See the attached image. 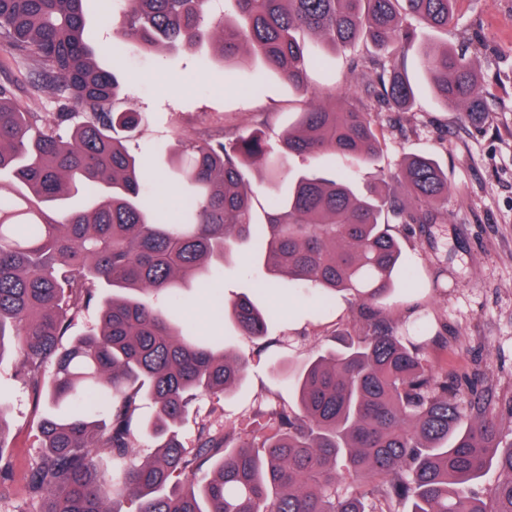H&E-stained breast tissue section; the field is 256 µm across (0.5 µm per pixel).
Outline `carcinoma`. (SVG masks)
I'll list each match as a JSON object with an SVG mask.
<instances>
[{
  "label": "carcinoma",
  "instance_id": "carcinoma-1",
  "mask_svg": "<svg viewBox=\"0 0 512 512\" xmlns=\"http://www.w3.org/2000/svg\"><path fill=\"white\" fill-rule=\"evenodd\" d=\"M87 0H0V49L11 54L49 117L0 82V363L5 341L21 355L15 376L35 402L65 405L43 416L39 456L25 491L38 512H512V440L474 391L423 363L435 323L399 333L380 308L400 284L424 287L402 262L391 225L424 230L448 201V177L427 154L403 158L410 198L377 188L358 193L351 173L318 166L325 154L375 165L386 140L373 111L412 107L416 86L403 66L415 49L446 107L476 126L489 107L476 70L448 45L416 43L411 20L446 30L456 0H233L236 20L204 26L209 0H124L116 37L137 50L212 43L225 63L258 57L304 88L303 36L334 51L363 41L356 60L375 82L369 112L311 106L276 140L257 125L231 138H184L169 162L180 192L160 205L143 199L144 164L126 142L147 121L120 98L122 81L101 67L87 25ZM311 161L298 168L293 160ZM267 174L263 215L253 200ZM83 197L88 205L68 201ZM249 245V274L316 294L320 313L350 292L353 330L320 345L302 366L286 362L294 404L261 410L243 438L198 425L195 446L172 431L194 400L230 394L243 364L224 337L201 332L184 314V290L206 291L225 311L215 280ZM97 325L69 343L72 322L96 301ZM241 335H265L274 305L247 297L230 307ZM475 401L464 410L461 388ZM155 414L143 420L144 405ZM158 442L133 463L140 428ZM105 448L112 471L95 461ZM498 479L485 491L490 468ZM358 492L340 491L341 473ZM11 459L0 443V512H13Z\"/></svg>",
  "mask_w": 512,
  "mask_h": 512
}]
</instances>
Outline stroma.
Here are the masks:
<instances>
[{"instance_id":"obj_1","label":"stroma","mask_w":512,"mask_h":512,"mask_svg":"<svg viewBox=\"0 0 512 512\" xmlns=\"http://www.w3.org/2000/svg\"><path fill=\"white\" fill-rule=\"evenodd\" d=\"M103 2L88 0V23L108 49L102 65L117 69L130 105L148 117L132 144L138 153L163 154L182 137L231 136L259 120L275 138L308 105L360 100L372 78L370 71L350 65L352 54H369L363 44L351 53H333L319 40H309L308 52L319 63L309 69L304 92L256 59L226 68L208 45L142 53L117 45L112 25L100 22ZM443 39L482 74L490 105L485 125L475 127L460 112L445 108L424 81L417 53H409L404 68L418 88L415 103L407 111L383 110L387 150L378 165L356 168L354 180L363 192L382 176L390 193L403 196L398 172L409 154L432 155L447 174L448 202L438 210L436 223L423 234L401 239L404 258L428 288L417 302L392 300L384 311L404 332L420 316L436 319L440 336L423 351L427 364L451 375L478 372L480 391L506 423L512 421V0H457L456 19ZM224 294L229 299L246 296L260 306H289L296 315L269 322L265 337L249 339L240 335L234 318L214 316L208 300L194 294L193 320L224 336L231 351L245 359L246 370L230 395L191 405L179 424L188 444L200 420H210L220 431L244 432L259 422L260 407L291 402L275 361L303 365L325 336L348 322L347 302L311 316L308 298L281 287L257 290L235 264L224 269ZM19 359L10 350L0 361V402L9 414L5 444L15 469L12 502L20 512H29L25 477L38 454L37 421L49 407L34 406L15 377Z\"/></svg>"}]
</instances>
